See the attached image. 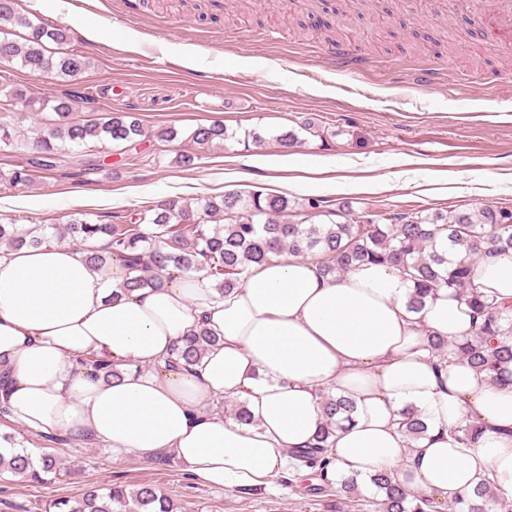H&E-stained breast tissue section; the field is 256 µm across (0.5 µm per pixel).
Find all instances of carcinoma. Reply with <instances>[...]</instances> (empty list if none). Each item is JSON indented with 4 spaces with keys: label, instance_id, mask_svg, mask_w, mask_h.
I'll return each instance as SVG.
<instances>
[{
    "label": "carcinoma",
    "instance_id": "carcinoma-1",
    "mask_svg": "<svg viewBox=\"0 0 512 512\" xmlns=\"http://www.w3.org/2000/svg\"><path fill=\"white\" fill-rule=\"evenodd\" d=\"M21 0H0V61L16 63L39 80L76 81L92 66L85 56L66 48L71 29L59 24L34 20L20 7ZM85 96L70 92L51 102L35 99L11 84L0 85V150L32 147L39 157L33 166L51 170L59 153L72 147L97 143L136 142L145 136L138 119L126 112L101 113L90 119L80 117ZM50 109L56 118L48 134L30 141L21 139V112ZM199 146L219 144L231 138L221 123L199 125L190 134ZM11 186L31 181L26 166L0 174ZM318 200L296 202L283 195L266 192L246 197L224 194L204 199L192 206L169 199L130 215L125 224L93 223L74 219L55 228V236L69 239L80 247L102 238L105 244L92 248L88 262L99 272L112 269V261L122 262L134 276L127 279L129 289L161 288L169 280L163 271L172 268L182 275L208 280L224 294L238 287L250 264L260 263L271 254L287 252L321 259L324 275H343L364 263L388 264L407 274L415 283L409 304L423 306L427 295L446 286L467 301L480 318L473 336L450 342L436 339L432 350L443 361H463L485 371L494 381L512 385V315L487 302L472 288L469 258L478 252L512 250V209L484 207L431 216H392L381 223L366 212H355L342 205L329 212L330 219L307 224L288 221V213H310ZM44 228L24 230L14 223L0 224V248H47ZM215 338L202 330L184 340L174 363L188 366L197 362ZM81 364L95 373L119 377L113 364L95 355L82 358ZM353 402L324 397V422L314 444L293 453V470L324 469L332 462L330 442L338 422L336 415H352ZM405 433L411 440L422 437L427 426L415 410L407 411ZM456 433L466 444H475L484 434V425L463 418ZM0 476L8 473L32 482L45 483L65 471L58 456L45 451L34 457L12 434L0 436ZM373 483L381 493L380 512H463L464 499L442 504L431 495H415L385 471ZM474 495L487 504L505 502L494 482L487 480L474 489ZM43 512H176L173 502L158 488L140 484L92 486L84 493L58 497L45 502Z\"/></svg>",
    "mask_w": 512,
    "mask_h": 512
}]
</instances>
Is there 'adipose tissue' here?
Listing matches in <instances>:
<instances>
[{
	"label": "adipose tissue",
	"instance_id": "ef3b65f1",
	"mask_svg": "<svg viewBox=\"0 0 512 512\" xmlns=\"http://www.w3.org/2000/svg\"><path fill=\"white\" fill-rule=\"evenodd\" d=\"M254 168L302 171L271 193L303 189L332 159L252 155ZM472 284L512 305V251L472 256ZM128 272L91 270L84 253L0 250V408L15 426L94 440L115 459L169 452L199 485L269 490L323 421L322 398L352 400V422L332 438L324 479L394 473L414 492L451 501L485 477L512 497V385L462 362L441 367L434 338L461 340L475 324L467 302L442 287L411 309L414 284L394 267L364 264L324 276L317 259L273 255L219 295L208 281L173 275L165 288L130 290ZM218 338L188 368L163 370L199 328ZM111 360L117 379L88 376L82 357ZM245 402L251 423L219 403ZM427 432L409 440L402 413ZM469 415L485 424L466 448L450 430Z\"/></svg>",
	"mask_w": 512,
	"mask_h": 512
}]
</instances>
